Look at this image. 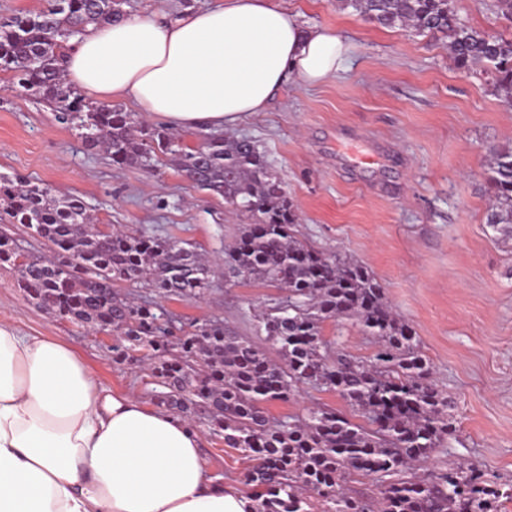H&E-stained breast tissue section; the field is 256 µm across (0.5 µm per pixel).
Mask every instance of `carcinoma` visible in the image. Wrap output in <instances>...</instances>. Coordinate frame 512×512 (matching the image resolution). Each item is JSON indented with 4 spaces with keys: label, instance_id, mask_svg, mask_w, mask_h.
<instances>
[{
    "label": "carcinoma",
    "instance_id": "1",
    "mask_svg": "<svg viewBox=\"0 0 512 512\" xmlns=\"http://www.w3.org/2000/svg\"><path fill=\"white\" fill-rule=\"evenodd\" d=\"M362 19L448 40L456 67L481 72L512 107V34H489L461 18L456 0H340ZM122 0H47L36 13L0 17V72L31 94L58 105L84 143L119 166L151 168L161 159L199 190L224 198L248 216L224 246V276L282 291L256 310L260 341L219 320L191 325L172 338L163 302L198 300L213 287L210 259L189 242L145 230L105 231L78 196L46 183L0 177V222L21 224L50 243L51 257L19 260L14 240L0 234V264L38 307L95 332L110 331L122 360L142 350L161 390L157 405L193 428H207L252 461L244 485L255 512H498L512 500L503 482L467 460L428 469L457 432L452 400L440 391L429 360L384 290L363 264L327 255L298 238L282 182L257 145L220 131L181 135L144 125L133 112L93 106L66 81L68 43L86 27L124 16ZM494 203L487 224L512 238V145L490 149ZM144 291L132 298L116 289ZM348 321L376 336L370 359L333 349L323 324ZM277 353L272 359L266 348ZM309 385L334 391L365 424L314 405L301 415L271 417L267 404L288 402ZM357 475L374 491L353 496Z\"/></svg>",
    "mask_w": 512,
    "mask_h": 512
}]
</instances>
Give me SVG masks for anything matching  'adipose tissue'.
<instances>
[{"mask_svg":"<svg viewBox=\"0 0 512 512\" xmlns=\"http://www.w3.org/2000/svg\"><path fill=\"white\" fill-rule=\"evenodd\" d=\"M352 47L272 0H224L175 18L131 14L88 27L68 51L70 84L132 101L177 128L260 112L297 77L318 84ZM215 477L179 415L108 389L64 342L0 324V512H253Z\"/></svg>","mask_w":512,"mask_h":512,"instance_id":"obj_1","label":"adipose tissue"}]
</instances>
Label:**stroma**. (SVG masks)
<instances>
[{
  "label": "stroma",
  "mask_w": 512,
  "mask_h": 512,
  "mask_svg": "<svg viewBox=\"0 0 512 512\" xmlns=\"http://www.w3.org/2000/svg\"><path fill=\"white\" fill-rule=\"evenodd\" d=\"M306 26L336 29L352 60L325 83L292 78L262 112L228 127L252 139L281 179L299 238L365 264L411 328L439 389L453 401L455 439L435 458H466L512 480V241L487 225L490 150L512 143V109L485 79L457 69L447 47L383 28L337 0H273ZM80 197L100 223L188 240L222 254L246 223L223 197L198 191L172 166H118L87 148L55 105L0 72V175ZM280 295L257 281L215 285L199 301L170 300L172 332L219 319L253 336L249 307ZM71 345L105 387L151 404L154 378L136 358L116 361L103 334L38 308L0 266V321ZM212 472L243 481L246 460L207 432Z\"/></svg>",
  "instance_id": "obj_1"
}]
</instances>
